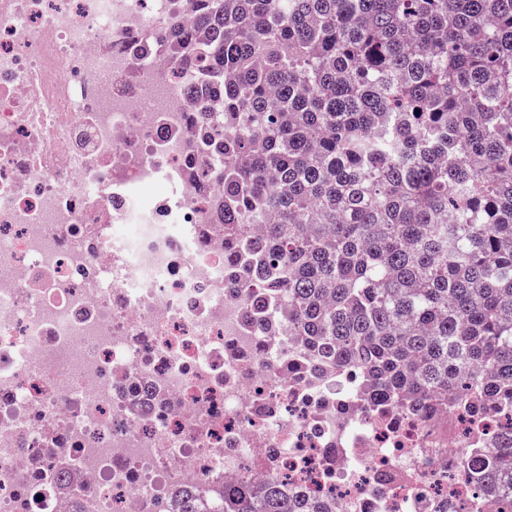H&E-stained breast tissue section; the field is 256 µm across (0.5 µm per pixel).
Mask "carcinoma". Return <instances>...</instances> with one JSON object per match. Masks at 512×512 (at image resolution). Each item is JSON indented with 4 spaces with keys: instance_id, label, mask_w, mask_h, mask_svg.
Listing matches in <instances>:
<instances>
[{
    "instance_id": "carcinoma-1",
    "label": "carcinoma",
    "mask_w": 512,
    "mask_h": 512,
    "mask_svg": "<svg viewBox=\"0 0 512 512\" xmlns=\"http://www.w3.org/2000/svg\"><path fill=\"white\" fill-rule=\"evenodd\" d=\"M214 73L224 261L396 406L512 404V0H186ZM512 499V433L476 461ZM180 512H324L273 481Z\"/></svg>"
}]
</instances>
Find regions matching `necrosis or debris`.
I'll use <instances>...</instances> for the list:
<instances>
[{"label":"necrosis or debris","instance_id":"necrosis-or-debris-1","mask_svg":"<svg viewBox=\"0 0 512 512\" xmlns=\"http://www.w3.org/2000/svg\"><path fill=\"white\" fill-rule=\"evenodd\" d=\"M185 0H0V512H175L275 479L332 512H508L473 463L511 411L365 402L233 291L211 77ZM164 182L143 200L138 186Z\"/></svg>","mask_w":512,"mask_h":512}]
</instances>
